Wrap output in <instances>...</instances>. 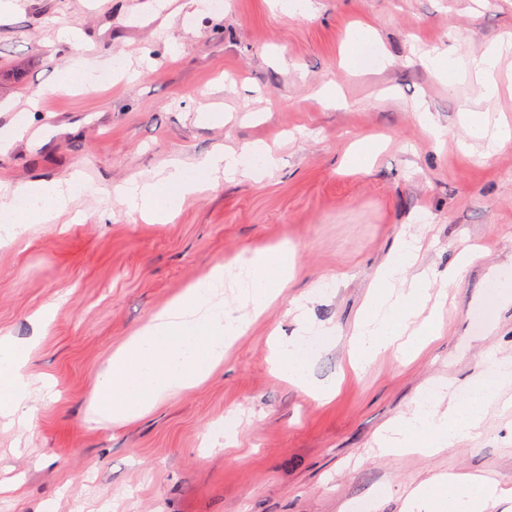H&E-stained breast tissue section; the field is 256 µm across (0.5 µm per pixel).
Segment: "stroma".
<instances>
[{
  "label": "stroma",
  "mask_w": 512,
  "mask_h": 512,
  "mask_svg": "<svg viewBox=\"0 0 512 512\" xmlns=\"http://www.w3.org/2000/svg\"><path fill=\"white\" fill-rule=\"evenodd\" d=\"M10 0L0 12V186L76 182L67 211L0 248V340L28 353L29 398L0 416V512H404L435 475H485L512 489V381L478 429L439 454L383 455L377 441L414 400H460L512 361V305L482 308L493 269L512 267V142L468 139L463 111L512 124V0ZM371 57L343 61L358 24ZM500 45V91L447 86L420 59L456 62ZM391 60L380 68L381 56ZM122 60L120 77L60 91ZM335 90L332 107L319 92ZM427 123H420L419 112ZM445 133L435 144L429 126ZM375 143L367 170L344 155ZM272 147L260 180L217 174L169 221L128 211L117 189L224 146ZM422 250L440 330L365 370L349 339L398 241ZM288 244L293 277L198 388L115 425L96 414L113 352L153 315L241 253ZM481 256L451 282L461 252ZM321 334L318 400L273 370L282 340Z\"/></svg>",
  "instance_id": "1"
}]
</instances>
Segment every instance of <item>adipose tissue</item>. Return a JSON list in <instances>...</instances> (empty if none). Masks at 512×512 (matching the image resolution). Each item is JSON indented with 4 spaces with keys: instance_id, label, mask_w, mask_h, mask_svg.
Returning <instances> with one entry per match:
<instances>
[{
    "instance_id": "adipose-tissue-1",
    "label": "adipose tissue",
    "mask_w": 512,
    "mask_h": 512,
    "mask_svg": "<svg viewBox=\"0 0 512 512\" xmlns=\"http://www.w3.org/2000/svg\"><path fill=\"white\" fill-rule=\"evenodd\" d=\"M278 163L277 155L267 147L239 151L228 148L190 166L172 162L160 181L133 180L121 186L118 193L132 211L162 220L174 213L186 196L207 184L215 172L266 174L276 169ZM70 202V184L59 181L34 183L1 193L0 247L17 240L29 225L50 222ZM416 251V245L409 241L397 245L353 335L350 357L354 365L365 367L392 347L407 351L425 337V327L412 325L424 299L418 277L409 274ZM317 347L316 341L303 337L280 343L275 364L282 375L310 391L315 398L323 399L331 394V387L312 385L308 374V358ZM27 359V353L0 342V413L18 410L26 401ZM495 390V382H483L475 395L444 412L435 403L415 400L409 414L381 435V453H440L455 443L458 423H466L472 429L479 427L482 415L477 403ZM497 497L496 485L486 477L441 473L415 488L407 498L405 509L406 512H486L489 502Z\"/></svg>"
}]
</instances>
